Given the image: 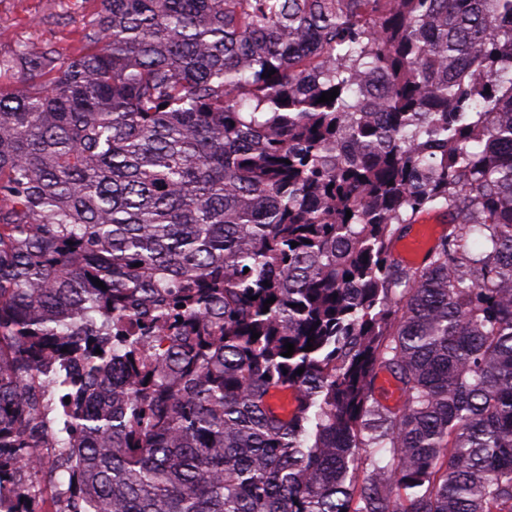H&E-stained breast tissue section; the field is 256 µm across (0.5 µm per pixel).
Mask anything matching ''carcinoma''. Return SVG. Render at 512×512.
Listing matches in <instances>:
<instances>
[{
  "instance_id": "cac0c4a2",
  "label": "carcinoma",
  "mask_w": 512,
  "mask_h": 512,
  "mask_svg": "<svg viewBox=\"0 0 512 512\" xmlns=\"http://www.w3.org/2000/svg\"><path fill=\"white\" fill-rule=\"evenodd\" d=\"M99 2L0 56V480L51 440L74 512H512V0ZM445 224H448V214H446L444 211L434 210V211H429V212L423 213L422 215L419 216V218L417 219L415 224H413L410 235L407 236L406 238L398 241L395 244L394 252L396 249L400 248V245L406 239H408L409 237H411L412 235H414L415 233L418 232L420 225H430L435 229V234L429 243V246L433 245L435 243V241L437 240V238L441 235L443 226ZM268 405L277 416L288 418L298 406L296 393L291 389L272 390L268 397Z\"/></svg>"
}]
</instances>
